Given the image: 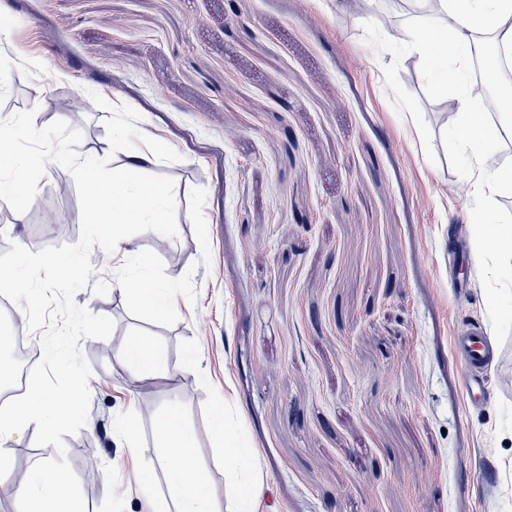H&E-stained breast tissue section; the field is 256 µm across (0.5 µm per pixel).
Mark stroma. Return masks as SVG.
Here are the masks:
<instances>
[{
  "label": "stroma",
  "mask_w": 512,
  "mask_h": 512,
  "mask_svg": "<svg viewBox=\"0 0 512 512\" xmlns=\"http://www.w3.org/2000/svg\"><path fill=\"white\" fill-rule=\"evenodd\" d=\"M0 117L35 110L110 157L108 111H68L96 92L135 109L164 150L149 177L168 188L167 248L129 224L134 253L177 304L141 316L120 297L134 261L93 248L75 296L111 318L84 339L86 425L65 436L75 474L94 467L86 512H149L138 482L156 454L154 418L179 408L205 464L228 408L262 477L253 512H512V319L495 301L512 255L479 258L456 120L417 57L384 32L412 0H9ZM66 184L67 195L56 193ZM38 198L66 236L0 203V254L76 243L72 175L51 163ZM482 327L497 355L470 404L453 351ZM158 346L167 375L134 380L130 340ZM136 421L138 447L116 436ZM27 432L0 473V512H18L13 470L49 455Z\"/></svg>",
  "instance_id": "stroma-1"
}]
</instances>
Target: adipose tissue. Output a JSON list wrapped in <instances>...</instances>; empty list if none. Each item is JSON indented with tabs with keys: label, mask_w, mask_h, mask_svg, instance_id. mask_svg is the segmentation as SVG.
Wrapping results in <instances>:
<instances>
[{
	"label": "adipose tissue",
	"mask_w": 512,
	"mask_h": 512,
	"mask_svg": "<svg viewBox=\"0 0 512 512\" xmlns=\"http://www.w3.org/2000/svg\"><path fill=\"white\" fill-rule=\"evenodd\" d=\"M418 11L407 27L391 38L425 62L427 77L448 92V103L456 116V148L468 177L473 181L480 205L472 212L475 235L494 250L512 249V227L498 223L493 200L512 188V167L493 165L492 154L512 137L508 119L476 111L465 77L471 47L478 30L491 34L495 49L512 55V0H417ZM159 149L150 146L127 153L119 175L103 180L96 159L73 161L72 167L86 190L90 224L113 253L129 255L128 241L119 229L135 224L164 236L166 215L173 201L162 185L147 174L158 161ZM113 234H106V227ZM119 295L134 302L146 315L164 317L174 311L170 289L161 287L149 274L147 261H139L138 272L123 282ZM122 366L137 379L161 375L166 370L164 353L156 346L132 341L119 353ZM70 405L56 402L39 386H31L19 400L0 409V471L9 469L12 447L32 427L70 422ZM161 452L155 465L144 469L139 484L154 504L153 512H221L210 494L211 473L197 459L195 439L178 410L165 411L155 422ZM215 440L223 452L217 466L224 473V494L232 512H250L261 488L254 455L245 448L230 418L215 409L212 418ZM164 493H157V481Z\"/></svg>",
	"instance_id": "ef3b65f1"
}]
</instances>
